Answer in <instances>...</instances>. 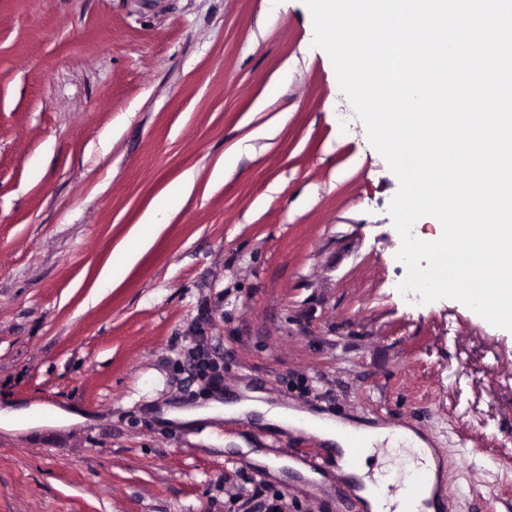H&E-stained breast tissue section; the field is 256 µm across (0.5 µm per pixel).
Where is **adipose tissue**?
Returning <instances> with one entry per match:
<instances>
[{
	"label": "adipose tissue",
	"mask_w": 512,
	"mask_h": 512,
	"mask_svg": "<svg viewBox=\"0 0 512 512\" xmlns=\"http://www.w3.org/2000/svg\"><path fill=\"white\" fill-rule=\"evenodd\" d=\"M161 212L157 209L147 210L139 224L131 231L129 237L122 244L118 257L123 266H132L141 253L152 245L155 237L161 231L163 224ZM255 416L260 425L276 426L284 430H305L313 433L324 443L330 446L344 447V436L353 431V424L338 422L336 428H329L328 417L317 415L308 411L288 409L274 406L258 400L256 393H247L245 398L236 402L224 403L218 400L209 402L206 406L195 408H172L165 410L164 416L171 421H177L187 426L213 417L221 416L225 419H243ZM365 435L372 440L383 441L388 438L401 437L413 444L419 451V466L426 470L431 477V488H439L445 479V462L434 452L429 442L418 436L410 429L395 430L388 426L368 427ZM343 475L352 477L357 486V494L365 512H391L394 504L393 498L387 493L384 482H370L366 466L355 468L343 467Z\"/></svg>",
	"instance_id": "obj_1"
}]
</instances>
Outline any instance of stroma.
<instances>
[{
    "mask_svg": "<svg viewBox=\"0 0 512 512\" xmlns=\"http://www.w3.org/2000/svg\"><path fill=\"white\" fill-rule=\"evenodd\" d=\"M312 40L304 0H0V409L46 410L0 427V512H225L247 479L356 512L333 454L319 484L222 449L314 436L210 419L193 441L153 412L243 381L405 423L448 464L449 512H512V331L399 291L398 179ZM151 207L153 246L98 286ZM195 336L220 388L179 370ZM43 416V409L38 405L17 409H5L3 424L5 425H33Z\"/></svg>",
    "mask_w": 512,
    "mask_h": 512,
    "instance_id": "obj_1",
    "label": "stroma"
}]
</instances>
